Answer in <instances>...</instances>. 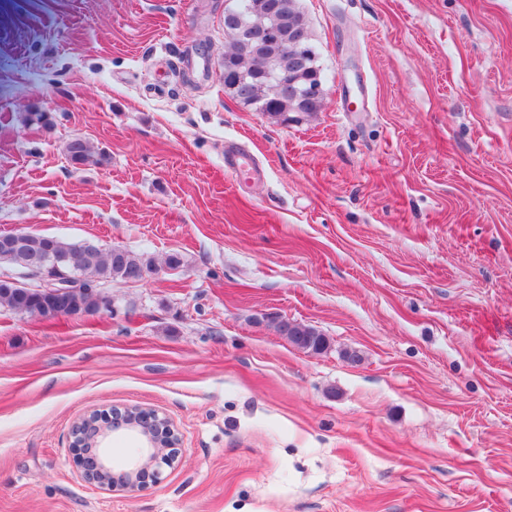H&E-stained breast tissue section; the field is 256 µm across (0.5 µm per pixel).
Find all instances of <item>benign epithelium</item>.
<instances>
[{"label": "benign epithelium", "mask_w": 512, "mask_h": 512, "mask_svg": "<svg viewBox=\"0 0 512 512\" xmlns=\"http://www.w3.org/2000/svg\"><path fill=\"white\" fill-rule=\"evenodd\" d=\"M245 9L274 14L279 4L278 0H247ZM280 23L288 29V43L285 45L264 27L240 31L228 14L224 15V36L231 41L245 38L260 54L280 56L282 72L287 75L305 63L311 56V48L300 25L286 16L280 18ZM284 88L294 98L324 106V90L320 83L298 86L291 81L284 84ZM26 236L25 232L0 235V251L8 252L20 247ZM69 266L70 260L66 257L47 259L24 273L0 266V282L26 288L40 299L54 303L65 293L94 287L89 280L72 277ZM121 428L142 439L144 448L134 463L116 471L101 451V445L111 432ZM71 437L74 463L86 482L127 492L142 488L149 480L157 481L161 469L175 463L181 448V437L173 422L155 410L139 406L123 410H95L73 424Z\"/></svg>", "instance_id": "obj_1"}]
</instances>
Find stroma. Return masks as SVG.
I'll list each match as a JSON object with an SVG mask.
<instances>
[{"label":"stroma","instance_id":"obj_1","mask_svg":"<svg viewBox=\"0 0 512 512\" xmlns=\"http://www.w3.org/2000/svg\"><path fill=\"white\" fill-rule=\"evenodd\" d=\"M299 4L325 104L281 122L224 88L229 0H0V232L159 263L0 307V512H512V0ZM124 405L182 438L131 494L69 448ZM65 150L70 161L75 165L93 164L102 166L107 163V157L103 152L93 151L88 143L82 139L70 141L67 143ZM9 288L10 286L5 287L0 285L1 307H7L9 310L21 315L33 316V314H35V316L42 319L52 314H56L55 311L51 310L43 311V314L41 312H35L39 304L32 300L31 295ZM307 330L302 333H293L285 323V320L278 322L277 329L292 345L308 351L319 353L327 347L326 337L316 328L305 325Z\"/></svg>","mask_w":512,"mask_h":512}]
</instances>
